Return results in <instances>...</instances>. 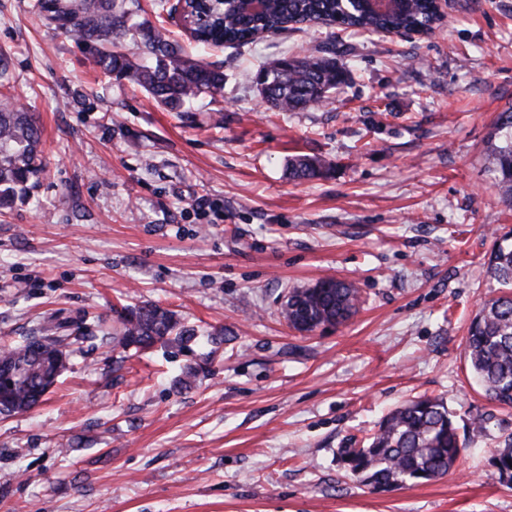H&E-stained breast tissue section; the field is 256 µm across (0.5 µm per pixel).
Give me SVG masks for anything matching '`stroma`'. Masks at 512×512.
Returning a JSON list of instances; mask_svg holds the SVG:
<instances>
[{
    "instance_id": "1",
    "label": "stroma",
    "mask_w": 512,
    "mask_h": 512,
    "mask_svg": "<svg viewBox=\"0 0 512 512\" xmlns=\"http://www.w3.org/2000/svg\"><path fill=\"white\" fill-rule=\"evenodd\" d=\"M0 0V88L37 112L46 171L0 208V339L87 312L161 305L224 332L201 348L84 344L45 402L0 416V512H512L490 459L512 408L473 382L462 341L512 234L485 162L512 106V0H448L428 37L312 26L214 51L224 94L179 112L103 75L79 38ZM339 41L351 79L303 112L268 109L267 60ZM296 155L328 174L291 181ZM355 284L357 312L310 334L280 314L294 287ZM488 420L447 475L377 493L339 448L422 395Z\"/></svg>"
}]
</instances>
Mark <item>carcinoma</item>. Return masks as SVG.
<instances>
[{"mask_svg":"<svg viewBox=\"0 0 512 512\" xmlns=\"http://www.w3.org/2000/svg\"><path fill=\"white\" fill-rule=\"evenodd\" d=\"M33 9L82 40L105 75H125L159 104L179 109L203 95L224 90V68L188 55L182 45L147 21L134 23L140 0H35ZM184 17L201 50L217 44L247 45L262 33L302 24L347 27L364 33L425 30L437 25L434 0H392L384 11H359L344 0H265L259 12L249 0H184ZM351 78L350 71L325 50L319 55L284 56L262 65L254 76L259 93L280 112H300L327 100ZM38 116L15 107L0 93V206L16 191H27L45 170ZM489 172L512 205V107L498 114L487 151ZM327 171L318 158L299 155L288 163V178L319 179ZM487 273L500 294L488 300L471 321L464 350L472 377L485 395L512 406V243H498ZM359 291L347 281L328 277L288 292L283 319L294 330L311 333L336 327L357 309ZM86 316L62 324L45 320L36 334L0 346V415L27 412L66 369L69 357L95 337ZM199 330L173 311L154 304L134 305L118 315L112 343L124 351L156 345L183 349ZM459 428L443 399L419 396L389 412L361 448L339 449V459L353 479L375 492H391L446 475L461 453ZM499 479L512 484V435L491 458Z\"/></svg>","mask_w":512,"mask_h":512,"instance_id":"1","label":"carcinoma"}]
</instances>
